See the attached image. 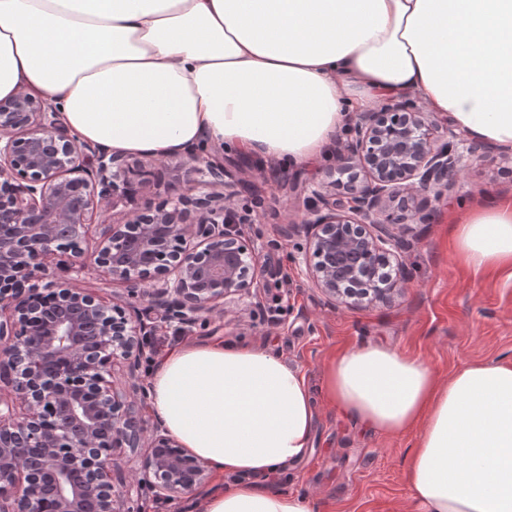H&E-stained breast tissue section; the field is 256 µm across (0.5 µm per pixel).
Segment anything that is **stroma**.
Listing matches in <instances>:
<instances>
[{
	"mask_svg": "<svg viewBox=\"0 0 512 512\" xmlns=\"http://www.w3.org/2000/svg\"><path fill=\"white\" fill-rule=\"evenodd\" d=\"M224 163L248 162L261 190L262 206L241 194L239 205L251 208L242 230L254 241L262 260L281 263L283 276L258 280L257 299L241 314L215 315L205 325L182 329L159 325L156 337L181 341L224 336L268 347L289 365L300 368L311 385H319L332 356L363 341L385 342L428 362L439 379L476 361L512 359V268L477 271L452 248L451 209L512 194V153L472 162L466 176L447 198L436 202L428 224L403 257L412 274L407 294L392 304L349 310L326 306L303 283L292 261L306 246L304 237L282 235L283 224L299 217V194L277 186L271 165L225 151ZM283 312L270 320L272 304ZM413 435L387 436L358 429L326 402H319L314 442L308 455L285 468L274 484L312 500L315 512H410L406 464Z\"/></svg>",
	"mask_w": 512,
	"mask_h": 512,
	"instance_id": "35a3bbf8",
	"label": "stroma"
}]
</instances>
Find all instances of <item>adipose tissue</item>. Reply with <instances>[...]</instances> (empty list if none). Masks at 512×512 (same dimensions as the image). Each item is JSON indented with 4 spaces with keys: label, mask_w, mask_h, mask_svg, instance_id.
I'll use <instances>...</instances> for the list:
<instances>
[{
    "label": "adipose tissue",
    "mask_w": 512,
    "mask_h": 512,
    "mask_svg": "<svg viewBox=\"0 0 512 512\" xmlns=\"http://www.w3.org/2000/svg\"><path fill=\"white\" fill-rule=\"evenodd\" d=\"M21 92L53 95L78 142L125 155L205 142L309 168L356 113L408 96L512 149V0H0V100ZM453 224L466 264L512 265V195ZM320 389L364 430L415 431L414 512H512V361L442 381L365 342ZM147 410L208 463L202 512H314L268 483L308 454L316 413L305 374L270 349L165 350Z\"/></svg>",
    "instance_id": "ef3b65f1"
}]
</instances>
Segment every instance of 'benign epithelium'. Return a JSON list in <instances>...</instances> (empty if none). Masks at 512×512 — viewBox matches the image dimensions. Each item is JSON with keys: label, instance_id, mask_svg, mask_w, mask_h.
Segmentation results:
<instances>
[{"label": "benign epithelium", "instance_id": "obj_1", "mask_svg": "<svg viewBox=\"0 0 512 512\" xmlns=\"http://www.w3.org/2000/svg\"><path fill=\"white\" fill-rule=\"evenodd\" d=\"M492 151L407 100L358 113L327 174L343 197L307 186L301 221L282 228L306 240L307 286L348 309L403 295L416 226L465 161ZM153 163L77 143L47 96L0 100V512H142L146 495L178 501L209 478L206 461L135 410L156 326L131 314L132 300L164 323L194 326L280 268L261 263L242 234L235 199H260L257 185L193 147L169 168L201 195L140 204L133 179L149 183ZM103 208L121 218L90 251L89 224ZM52 260L71 277H52ZM92 269L128 284L130 301L78 286ZM116 364L131 391L107 379ZM121 448L143 453L116 484Z\"/></svg>", "mask_w": 512, "mask_h": 512}]
</instances>
